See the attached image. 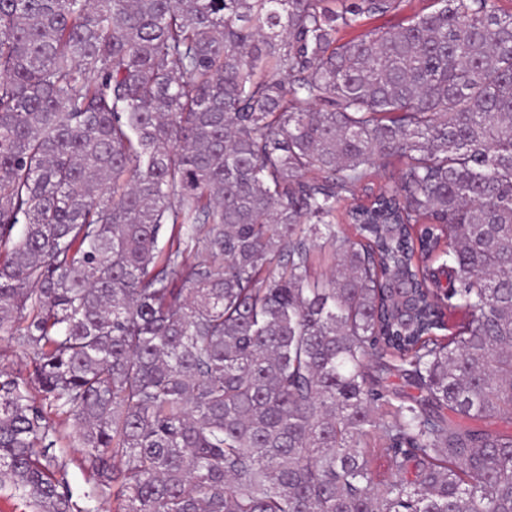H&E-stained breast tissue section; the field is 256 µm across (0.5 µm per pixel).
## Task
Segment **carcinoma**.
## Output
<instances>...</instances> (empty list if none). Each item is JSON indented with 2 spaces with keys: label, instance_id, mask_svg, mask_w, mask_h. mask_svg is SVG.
I'll list each match as a JSON object with an SVG mask.
<instances>
[{
  "label": "carcinoma",
  "instance_id": "cac0c4a2",
  "mask_svg": "<svg viewBox=\"0 0 512 512\" xmlns=\"http://www.w3.org/2000/svg\"><path fill=\"white\" fill-rule=\"evenodd\" d=\"M403 3L0 0V493L512 512V11ZM404 8L398 13H389L384 16H375L365 19L362 30L375 28H390L400 24H405L408 17L422 11H429L431 0H406ZM62 429L64 433L67 435H71L70 439L64 441L61 446V449L58 450L57 454L59 455V461L63 464L62 469L64 468V472L66 473L67 479L76 490L77 494H80V497L75 498L77 502V506L80 509H84L88 502L82 496L84 491H90L94 485V479L91 473L80 465V457L82 448H76L75 443L73 442L72 435L74 432V427L71 422H67ZM70 440V441H69ZM69 443L70 446L67 445ZM73 443V447H72Z\"/></svg>",
  "mask_w": 512,
  "mask_h": 512
}]
</instances>
